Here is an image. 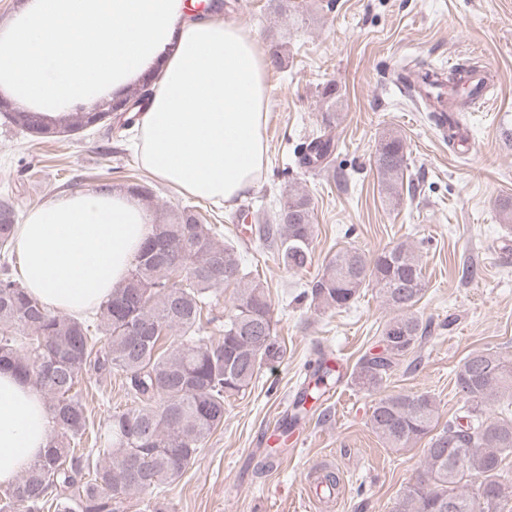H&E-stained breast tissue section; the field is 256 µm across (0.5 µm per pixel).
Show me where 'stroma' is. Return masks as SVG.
<instances>
[{
  "label": "stroma",
  "mask_w": 512,
  "mask_h": 512,
  "mask_svg": "<svg viewBox=\"0 0 512 512\" xmlns=\"http://www.w3.org/2000/svg\"><path fill=\"white\" fill-rule=\"evenodd\" d=\"M224 20L249 29L260 52L281 46L285 62L268 72L265 163L256 186L219 207L158 181L141 164L128 130L104 124L60 129L35 138L0 117V201L16 223L48 199L92 187L149 185L151 211L194 207L238 242L243 262L269 285L283 347L251 389L224 405V424L166 492L168 512H391L413 482L424 443L393 451L372 432V398L350 384L359 357L373 346L392 312L374 289L349 308L319 311L302 293L316 265L296 273L257 250L252 232L271 217L288 190L314 203L317 261L354 244L372 252L400 241L418 249L427 290L416 307L430 322L422 348L392 374L391 392L435 396L440 421L461 406L454 369L472 349L490 348L512 360V222L499 204L512 198V0H232ZM470 62L490 67L487 103L462 112L445 135L396 74L414 65L442 68ZM336 86L339 146L331 169L299 166ZM393 130L406 144L405 196L388 206L374 165L376 145ZM478 270L462 281L463 265ZM326 352L343 380L322 400H308L296 428L301 444L266 445L286 406L309 382V363ZM83 397L94 425L105 424L127 399L120 378L91 377ZM277 467L265 464L266 454ZM333 464L341 494L320 501L310 474Z\"/></svg>",
  "instance_id": "obj_1"
}]
</instances>
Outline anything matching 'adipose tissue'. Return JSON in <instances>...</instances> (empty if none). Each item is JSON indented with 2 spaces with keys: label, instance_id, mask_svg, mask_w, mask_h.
<instances>
[{
  "label": "adipose tissue",
  "instance_id": "adipose-tissue-1",
  "mask_svg": "<svg viewBox=\"0 0 512 512\" xmlns=\"http://www.w3.org/2000/svg\"><path fill=\"white\" fill-rule=\"evenodd\" d=\"M156 74L138 121V157L161 182L220 206L255 184L266 145L268 72L255 37L184 0H26L0 26V89L17 107L75 111ZM146 206L93 188L50 199L16 227L24 287L80 313L121 285L151 231ZM51 435L39 390L0 370V485L13 484Z\"/></svg>",
  "mask_w": 512,
  "mask_h": 512
}]
</instances>
